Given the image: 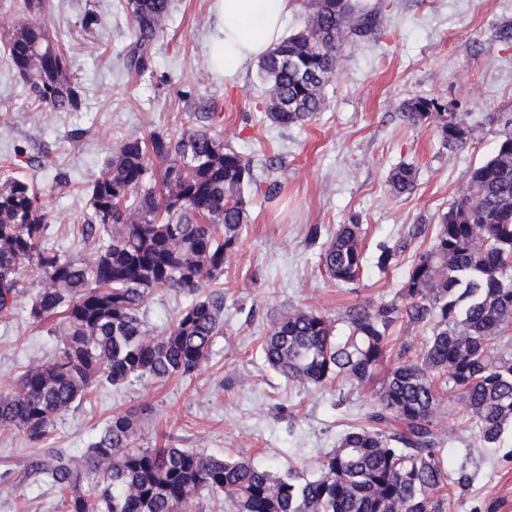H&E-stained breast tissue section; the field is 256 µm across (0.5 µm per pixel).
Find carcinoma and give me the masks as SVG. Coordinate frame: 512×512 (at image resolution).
<instances>
[{
    "label": "carcinoma",
    "instance_id": "obj_1",
    "mask_svg": "<svg viewBox=\"0 0 512 512\" xmlns=\"http://www.w3.org/2000/svg\"><path fill=\"white\" fill-rule=\"evenodd\" d=\"M305 26L288 35L257 64L267 86V117L288 128L323 111V88L336 71L346 39L376 34L378 12L359 0H307ZM135 27L126 66L147 68L163 32L170 0H125ZM30 98L52 112L81 108L70 61L44 25L11 33L5 48ZM437 101L402 103L415 124L434 123ZM203 124L179 136H131L107 157L90 186L91 217L78 228L97 239L88 258H63L46 246L48 219L41 193L26 178L0 183V317L10 313L35 266L42 285L32 298V322L61 327L62 348L27 368L0 390V428L33 444L50 433L56 416L88 400L98 386L165 381L189 376L208 359L224 328V296L209 293L186 307L163 336H149L141 317L157 288L199 292L224 273V263L249 221L243 195L252 161ZM444 146L466 143L469 131L436 125ZM413 167H397L395 192L411 191ZM363 225L340 224L322 245L330 278L354 283L362 275ZM408 243L384 246L376 267L400 263ZM429 334L414 359L404 358L382 379L398 322ZM512 134L474 168L467 193L415 252L402 287L374 308L354 304L336 317L295 308L264 336L265 362L306 386H362L379 381L378 410L351 426L309 477L298 470L275 475L251 459L231 460L190 448H140L134 414L106 420L77 462L60 450L34 460L61 493L64 512H183L201 491L224 493L231 512H447L451 474L435 412L446 399L465 407L480 448H497L512 425Z\"/></svg>",
    "mask_w": 512,
    "mask_h": 512
}]
</instances>
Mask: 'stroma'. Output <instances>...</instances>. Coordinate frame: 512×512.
I'll use <instances>...</instances> for the list:
<instances>
[{"label": "stroma", "mask_w": 512, "mask_h": 512, "mask_svg": "<svg viewBox=\"0 0 512 512\" xmlns=\"http://www.w3.org/2000/svg\"><path fill=\"white\" fill-rule=\"evenodd\" d=\"M212 0H173L151 62L143 73L125 67L133 40L130 15L120 0H50L40 17L19 0H0V44L8 34L39 19L66 51L81 88L76 112H52L30 99L23 81L0 61V174L32 179L49 218V242L63 256L89 257L94 240L77 224L89 212L88 190L106 157L130 135H177L194 127L201 109L214 112V133L244 158H276L282 191L266 200L250 186L244 196L250 222L209 285L224 295V333L194 375L162 382L112 386L56 417L49 437L30 443L22 433L0 430V512H62L61 496L41 476L34 459L61 450L81 457L104 422L138 412L137 442L144 448H193L272 465L274 473L309 469L335 448L354 422L377 406L375 385L305 387L265 362L261 343L280 315L296 307L333 316L352 303L378 306L401 288L406 267L379 272L380 246L409 242L425 248L427 229L467 188L474 167L489 159L499 139L512 133V0H392L380 17L377 38L347 41L338 49L335 74L325 87L326 106L309 124L281 128L266 116L264 88L255 65L225 81L213 70ZM98 25L83 29L86 13ZM414 96L437 99L445 118L465 120L466 144L449 149L434 126L411 124L400 110ZM413 166V190H392L389 176ZM67 174L71 187L54 189ZM358 219L366 266L355 286L339 285L321 272L319 253L337 225ZM319 243H311V229ZM27 293L0 320V386L27 366L52 357L63 337L55 323L27 317L42 274L29 268ZM192 294L158 288L147 297L143 318L150 334H163ZM461 404L437 415L449 434L448 512H512V428L497 450L478 448L459 425Z\"/></svg>", "instance_id": "obj_1"}]
</instances>
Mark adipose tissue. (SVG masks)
<instances>
[{"instance_id":"obj_1","label":"adipose tissue","mask_w":512,"mask_h":512,"mask_svg":"<svg viewBox=\"0 0 512 512\" xmlns=\"http://www.w3.org/2000/svg\"><path fill=\"white\" fill-rule=\"evenodd\" d=\"M291 0H212L214 67L233 79L242 67L279 45Z\"/></svg>"}]
</instances>
